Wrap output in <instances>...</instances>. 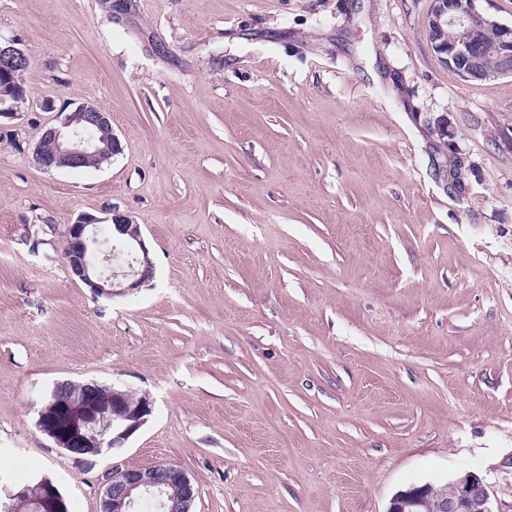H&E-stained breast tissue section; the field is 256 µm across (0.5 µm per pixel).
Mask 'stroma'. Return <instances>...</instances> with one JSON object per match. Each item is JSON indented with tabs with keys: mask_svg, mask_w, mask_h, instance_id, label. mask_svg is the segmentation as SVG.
Wrapping results in <instances>:
<instances>
[{
	"mask_svg": "<svg viewBox=\"0 0 512 512\" xmlns=\"http://www.w3.org/2000/svg\"><path fill=\"white\" fill-rule=\"evenodd\" d=\"M431 6L0 0L31 59L0 120V501L47 477L99 512L112 466L166 462L194 512H386L462 470L512 512V77L448 69ZM85 103L120 153L43 170L40 135ZM115 211L155 276L96 297L64 230ZM63 381L153 412L69 453L36 426Z\"/></svg>",
	"mask_w": 512,
	"mask_h": 512,
	"instance_id": "obj_1",
	"label": "stroma"
}]
</instances>
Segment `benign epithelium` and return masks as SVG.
<instances>
[{"label": "benign epithelium", "instance_id": "obj_1", "mask_svg": "<svg viewBox=\"0 0 512 512\" xmlns=\"http://www.w3.org/2000/svg\"><path fill=\"white\" fill-rule=\"evenodd\" d=\"M428 38L448 68L466 80L493 81L512 76V24H504L477 7V0H433L428 15ZM31 60L15 39L0 41V74L14 78L24 75ZM52 144L53 154L42 153L41 144L34 149L35 159L46 171L75 168L105 153L103 145L120 150L108 113L83 104L67 113L60 125L46 128L40 140ZM102 220L81 214L65 227L69 248L64 260L72 276L78 278L92 295L124 296L149 286L154 265L145 246L140 225L125 215L111 217L110 236L115 249L133 256L126 270L105 265L108 256H99ZM75 392V398L60 405L50 395L39 412L37 426L54 444L70 453L96 455L102 449L120 450L147 422L152 401L142 395L134 398L126 391L112 390V397L93 398L102 386L94 383L57 384ZM38 497L32 487L8 495L7 512L21 501L39 512H67L64 497L47 478L37 484ZM145 494L159 498L164 512H194L198 496L187 471L179 466L157 464L148 468L115 465L103 476L100 512H133L136 501ZM387 512H493L490 495L483 479L472 471H461L448 481V492L433 499L427 487H412L394 494Z\"/></svg>", "mask_w": 512, "mask_h": 512}]
</instances>
